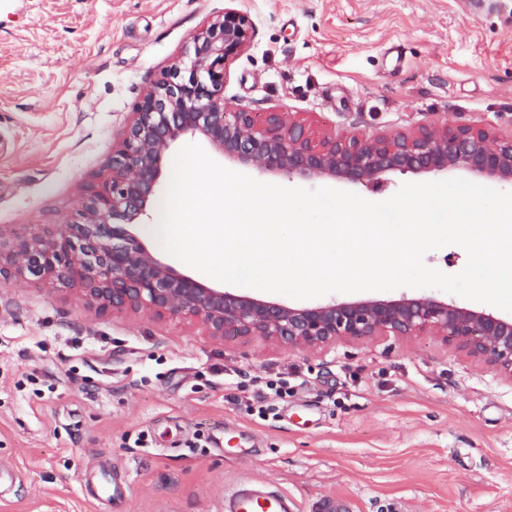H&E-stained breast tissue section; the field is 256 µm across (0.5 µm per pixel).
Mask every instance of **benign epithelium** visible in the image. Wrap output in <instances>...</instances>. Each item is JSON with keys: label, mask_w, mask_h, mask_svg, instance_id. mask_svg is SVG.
Returning <instances> with one entry per match:
<instances>
[{"label": "benign epithelium", "mask_w": 512, "mask_h": 512, "mask_svg": "<svg viewBox=\"0 0 512 512\" xmlns=\"http://www.w3.org/2000/svg\"><path fill=\"white\" fill-rule=\"evenodd\" d=\"M252 33L248 15L228 6L194 35L144 94L112 149L108 173L75 218L0 243V272L6 264L32 280L70 287L98 313L181 315L215 340L231 332L306 350L340 338L428 333L456 342L476 363L512 378V317L429 295L292 307L207 286L159 260L141 241L134 228L152 205L164 155L182 135L205 140L258 177L378 185L388 173L455 171L512 184V139H498L466 120L366 137L323 132L292 112L229 111L226 65L246 50Z\"/></svg>", "instance_id": "7a95c632"}]
</instances>
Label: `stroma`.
<instances>
[{
  "mask_svg": "<svg viewBox=\"0 0 512 512\" xmlns=\"http://www.w3.org/2000/svg\"><path fill=\"white\" fill-rule=\"evenodd\" d=\"M225 0H0V241L69 220L145 92ZM227 102L380 134L464 114L512 137V0H237ZM285 399L259 417L264 384ZM0 512H512V379L423 333L285 350L96 313L0 275ZM105 479L116 505L87 478ZM294 502L266 483L241 482L224 492L225 512H294Z\"/></svg>",
  "mask_w": 512,
  "mask_h": 512,
  "instance_id": "obj_1",
  "label": "stroma"
}]
</instances>
